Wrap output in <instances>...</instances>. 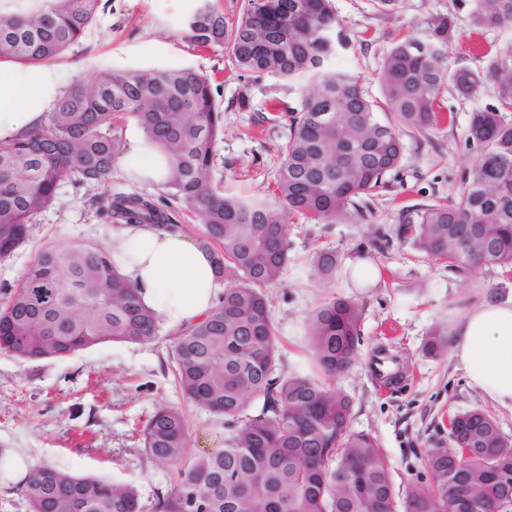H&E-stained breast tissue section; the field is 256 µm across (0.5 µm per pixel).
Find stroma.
<instances>
[{
	"label": "stroma",
	"instance_id": "stroma-1",
	"mask_svg": "<svg viewBox=\"0 0 512 512\" xmlns=\"http://www.w3.org/2000/svg\"><path fill=\"white\" fill-rule=\"evenodd\" d=\"M197 0H102L79 45L53 59L61 89L92 80L98 73L191 68L211 78L224 113V137L215 147L212 179L225 194L270 197L282 164L280 147L288 121L265 122L272 103L296 106L295 86L277 76H240L219 49L194 50L181 25ZM344 47L338 68L360 77L364 89L380 97L379 73L387 53L401 39H426L437 19L453 27L448 61L483 74L471 99L453 88L441 94L442 116L421 131H406L401 167L370 199L361 223L311 224L290 219L291 261L282 280L266 288L268 308L280 338L278 375L314 374L307 319L333 293L363 309L361 346L352 366L333 381L353 401L349 427L377 438L397 488L425 476L430 449L448 444L451 415L483 407L449 354L426 355L434 329H453L457 309L512 303V272L494 267L460 271L446 261L416 251L398 235L401 210L455 197L474 150L468 141L472 112L500 106L491 71L497 57L512 50V26L471 29L473 0H399L395 12L380 11L375 0H331ZM248 107H241V100ZM166 188L129 178L113 168L110 180L92 185L71 178L55 203L39 213L26 242L0 261V300L15 289L42 247L84 241L106 245L112 222L106 215L114 195L166 197L173 224L200 236L184 202L167 198ZM336 252L339 265L329 288H321L311 266L315 252ZM365 265L370 276H360ZM176 331L161 325L148 343H103L67 358L22 361L0 351V459L13 453L77 475L129 482L139 492L143 512L155 495L177 479L169 467L144 451L143 431L162 405L185 411L189 452L197 455L224 445V422L189 405L172 371ZM397 356L398 382L382 386L372 361L379 349Z\"/></svg>",
	"mask_w": 512,
	"mask_h": 512
}]
</instances>
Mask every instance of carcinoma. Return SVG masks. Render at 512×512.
Wrapping results in <instances>:
<instances>
[{
    "label": "carcinoma",
    "mask_w": 512,
    "mask_h": 512,
    "mask_svg": "<svg viewBox=\"0 0 512 512\" xmlns=\"http://www.w3.org/2000/svg\"><path fill=\"white\" fill-rule=\"evenodd\" d=\"M29 2L22 11H0V61L37 66L61 56L80 42L101 0ZM469 24L512 25V0H474ZM451 26L443 18L428 39L393 46L377 101L358 76L331 66L342 37L330 0H247L230 29L216 0H199L183 24L186 42L224 50L247 77L272 74L297 87L271 200L225 195L213 185L224 115L210 79L190 68L102 72L65 90L46 121L0 139L1 261L25 242L63 180H109L123 153L117 128L126 115L164 155L165 188L191 207L200 242L212 251L224 294L204 318L178 330L172 359L186 399L224 418V447L188 457L186 416L158 408L144 429V449L178 478L156 495L152 512H498L512 501V443L480 408L453 415L450 447L429 450L431 481L396 490L377 439L348 428L352 401L328 383L358 353L356 302L332 294L307 319L321 377L275 375L279 338L265 289L288 268L287 219L366 220L369 198L401 165V133L435 122L443 88L465 99L478 92L480 72L448 62ZM492 74L512 107V60L495 62ZM468 141L475 155L457 196L402 210L399 235L460 270L512 271V120L495 108L476 110ZM110 218L164 228L170 221L163 204L135 194L113 197ZM313 266L328 287L336 252H316ZM158 328L139 290L97 244L45 246L0 304V350L24 361L107 342L147 343ZM446 347L435 332L424 350L437 356ZM252 401L261 407L249 414ZM22 489L29 512H140L134 485L46 464L32 467Z\"/></svg>",
    "instance_id": "cac0c4a2"
}]
</instances>
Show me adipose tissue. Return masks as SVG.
<instances>
[{
  "mask_svg": "<svg viewBox=\"0 0 512 512\" xmlns=\"http://www.w3.org/2000/svg\"><path fill=\"white\" fill-rule=\"evenodd\" d=\"M53 67L36 76L0 63V139L39 123L54 99ZM134 177L163 181V161L146 140L135 143L120 160ZM112 262L138 288L159 320L179 328L207 315L222 283L209 252L178 229L152 224H119L112 229ZM451 357L468 386L493 407L512 412V305L481 304L459 316Z\"/></svg>",
  "mask_w": 512,
  "mask_h": 512,
  "instance_id": "1",
  "label": "adipose tissue"
}]
</instances>
